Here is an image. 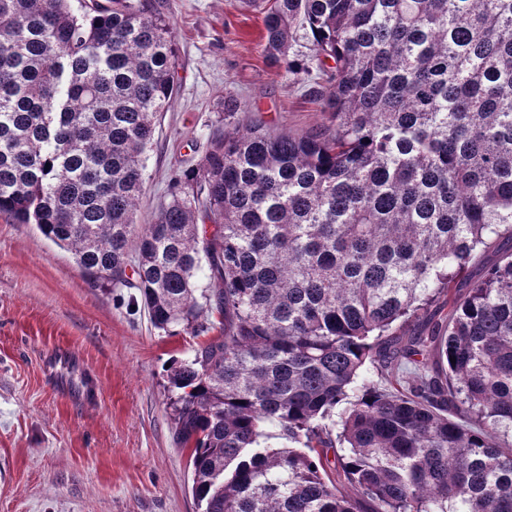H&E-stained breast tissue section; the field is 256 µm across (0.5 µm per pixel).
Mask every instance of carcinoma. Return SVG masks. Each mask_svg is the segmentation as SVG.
<instances>
[{"label":"carcinoma","mask_w":512,"mask_h":512,"mask_svg":"<svg viewBox=\"0 0 512 512\" xmlns=\"http://www.w3.org/2000/svg\"><path fill=\"white\" fill-rule=\"evenodd\" d=\"M263 24L326 122L215 129L139 227L169 17L0 0V214L202 338L166 374L200 512H512V252L462 276L512 241V0H270Z\"/></svg>","instance_id":"cac0c4a2"}]
</instances>
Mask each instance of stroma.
Wrapping results in <instances>:
<instances>
[{"label":"stroma","instance_id":"stroma-1","mask_svg":"<svg viewBox=\"0 0 512 512\" xmlns=\"http://www.w3.org/2000/svg\"><path fill=\"white\" fill-rule=\"evenodd\" d=\"M177 49V91L156 128L137 224L215 126L253 113L283 131L325 115L302 78L271 64L247 0H159ZM235 94L240 110L224 114ZM91 288L71 253L0 215V512H198L177 447L166 365L197 340L156 329L143 306Z\"/></svg>","mask_w":512,"mask_h":512}]
</instances>
